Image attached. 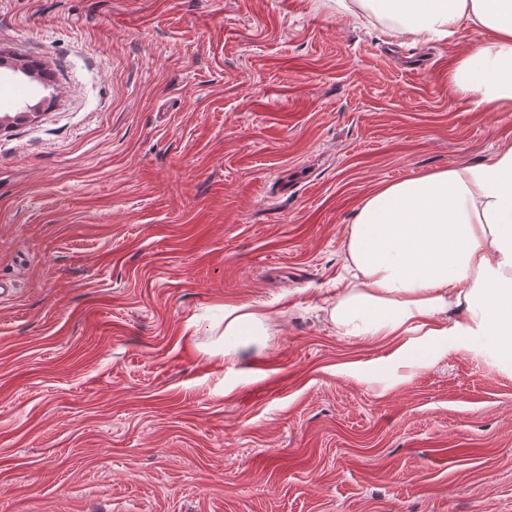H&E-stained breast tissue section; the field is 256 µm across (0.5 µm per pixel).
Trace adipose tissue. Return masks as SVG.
<instances>
[{
  "label": "adipose tissue",
  "mask_w": 512,
  "mask_h": 512,
  "mask_svg": "<svg viewBox=\"0 0 512 512\" xmlns=\"http://www.w3.org/2000/svg\"><path fill=\"white\" fill-rule=\"evenodd\" d=\"M387 20L393 34L453 38L462 24L492 38L466 51L451 81L463 95L512 110V0H336ZM353 280L327 316L348 338L406 337L397 362L419 368L462 347L512 372V145L484 162L386 184L346 234ZM266 315L224 307V360L265 335Z\"/></svg>",
  "instance_id": "obj_1"
}]
</instances>
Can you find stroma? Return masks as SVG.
Listing matches in <instances>:
<instances>
[{
	"mask_svg": "<svg viewBox=\"0 0 512 512\" xmlns=\"http://www.w3.org/2000/svg\"><path fill=\"white\" fill-rule=\"evenodd\" d=\"M486 31L336 0H0L56 76L0 134V512H512V376L340 336L376 188L483 162L512 111L449 76ZM43 87L0 67V113ZM266 311L237 364L224 307ZM50 97H42L34 104H26L24 111L22 112H16L14 115H11L10 113H4L3 115L0 114V132L5 129H9L13 127L15 124L27 121L31 119V117H35L36 115L40 114L44 106L48 103L50 100Z\"/></svg>",
	"mask_w": 512,
	"mask_h": 512,
	"instance_id": "35a3bbf8",
	"label": "stroma"
}]
</instances>
